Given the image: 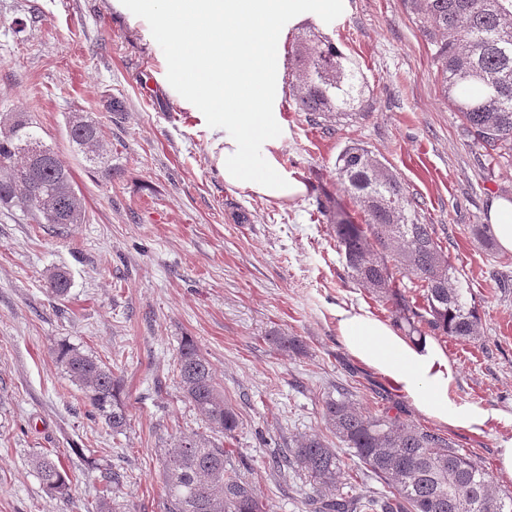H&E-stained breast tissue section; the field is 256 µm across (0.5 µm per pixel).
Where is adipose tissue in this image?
Wrapping results in <instances>:
<instances>
[{
    "instance_id": "obj_1",
    "label": "adipose tissue",
    "mask_w": 512,
    "mask_h": 512,
    "mask_svg": "<svg viewBox=\"0 0 512 512\" xmlns=\"http://www.w3.org/2000/svg\"><path fill=\"white\" fill-rule=\"evenodd\" d=\"M121 21L159 47L156 79L207 134L226 186L270 203L304 197L306 183L284 167L285 44L297 26H342L350 0H110ZM336 329L349 351L386 376L423 414L481 433L491 412L452 400L456 372L432 339L409 341L370 311L340 308Z\"/></svg>"
}]
</instances>
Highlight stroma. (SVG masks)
<instances>
[{
	"label": "stroma",
	"mask_w": 512,
	"mask_h": 512,
	"mask_svg": "<svg viewBox=\"0 0 512 512\" xmlns=\"http://www.w3.org/2000/svg\"><path fill=\"white\" fill-rule=\"evenodd\" d=\"M330 36L359 63L366 116L310 125L295 107L296 47L288 37L282 163L308 191L280 206L225 186L195 128L153 81L154 46L112 15L109 0H0V115L28 113L70 168L86 220L59 227L0 209V512H95L101 471L122 474L113 496L126 512H164L165 451L210 435L176 377L183 337L194 339L239 425L224 439L237 474L270 512H310L308 479L274 470L302 436L326 434L321 405L343 391L365 410H390L443 434L494 474L512 441V253L486 246L471 227L512 191V164L493 168L441 90L431 48L404 0H350ZM120 100L112 110L111 100ZM101 127L108 162L89 169L68 137L69 114ZM371 150L433 225L481 317L477 339L436 335L457 371L453 399L497 412L479 434L428 418L379 372L355 358L336 331V310L363 307L393 323L392 302L354 283L318 204L360 207L336 176L347 145ZM67 271L66 296L50 273ZM295 336L304 352L277 348ZM67 343L121 380L123 433L95 415L52 353ZM49 452L71 476L67 497L47 494L31 460Z\"/></svg>",
	"instance_id": "obj_1"
}]
</instances>
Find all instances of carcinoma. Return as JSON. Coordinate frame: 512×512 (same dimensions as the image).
<instances>
[{"label": "carcinoma", "mask_w": 512, "mask_h": 512, "mask_svg": "<svg viewBox=\"0 0 512 512\" xmlns=\"http://www.w3.org/2000/svg\"><path fill=\"white\" fill-rule=\"evenodd\" d=\"M428 45L444 96L459 114L467 135L490 161L512 160V0H405ZM301 93L298 111L314 123H338L364 116L369 109L365 82L356 64L326 39L303 45L296 57ZM69 140L92 167L107 158L100 127L73 113ZM336 175L364 214L356 224L343 211L331 217L336 246L351 278L379 298L397 295V277L420 283L424 312L399 296L395 320L420 336L438 331L475 339L481 318L469 301V289L455 285V268L435 237L422 224L417 204L401 182L359 143L336 158ZM0 208L19 210L39 224H81L84 199L71 170L45 144L38 126L19 113L0 130ZM389 258L375 257V252ZM57 297L67 294L64 270L49 276ZM94 412L119 433L128 414L112 369L75 347L52 349ZM179 388L209 427L226 435L238 427L234 409L215 387L207 359L190 338L178 349ZM322 418L330 431L377 478L384 491L356 496L352 476L338 449L324 436L304 437L276 467H299L309 479L314 512H512V495L493 486L488 471L460 453L446 436L398 416L372 413L341 393L323 401ZM228 450L204 437H183L166 451L165 512H266L255 487L226 473ZM46 493L68 495L71 477L48 453L33 459ZM122 475L101 474L104 495L96 512H123L112 498Z\"/></svg>", "instance_id": "obj_1"}]
</instances>
